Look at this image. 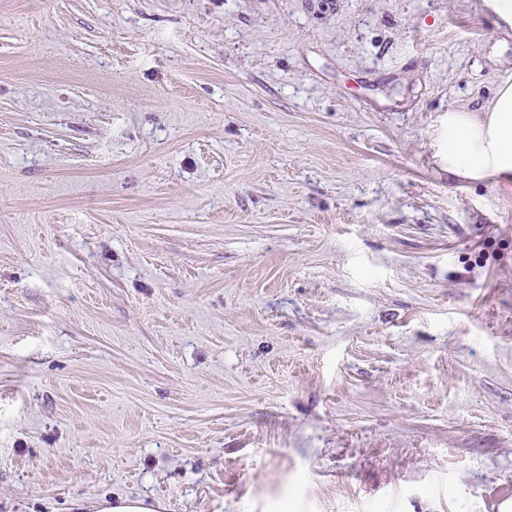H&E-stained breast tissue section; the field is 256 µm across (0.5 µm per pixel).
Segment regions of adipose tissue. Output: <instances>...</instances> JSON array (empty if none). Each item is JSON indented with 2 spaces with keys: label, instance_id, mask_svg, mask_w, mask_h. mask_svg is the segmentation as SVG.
<instances>
[{
  "label": "adipose tissue",
  "instance_id": "adipose-tissue-1",
  "mask_svg": "<svg viewBox=\"0 0 512 512\" xmlns=\"http://www.w3.org/2000/svg\"><path fill=\"white\" fill-rule=\"evenodd\" d=\"M441 161L449 176L470 182L512 177L511 81L482 110H449Z\"/></svg>",
  "mask_w": 512,
  "mask_h": 512
}]
</instances>
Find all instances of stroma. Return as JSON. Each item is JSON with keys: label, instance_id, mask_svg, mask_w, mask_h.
<instances>
[{"label": "stroma", "instance_id": "1", "mask_svg": "<svg viewBox=\"0 0 512 512\" xmlns=\"http://www.w3.org/2000/svg\"><path fill=\"white\" fill-rule=\"evenodd\" d=\"M491 0H0V512H512ZM441 161L449 177L482 182L512 177V82L480 111L449 109ZM73 507L78 511L89 508L86 512H159L162 503L158 499L148 501L146 498L117 496L112 500L102 498L99 501L85 505L81 501H75Z\"/></svg>", "mask_w": 512, "mask_h": 512}]
</instances>
